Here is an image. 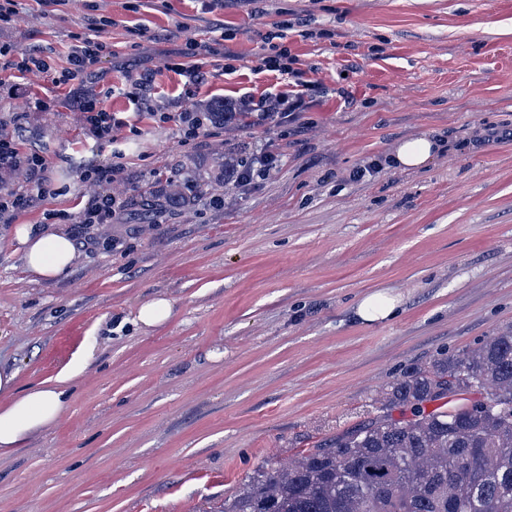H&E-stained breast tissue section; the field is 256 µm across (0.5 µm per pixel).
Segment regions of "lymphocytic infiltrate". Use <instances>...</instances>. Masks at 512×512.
<instances>
[{
    "label": "lymphocytic infiltrate",
    "instance_id": "lymphocytic-infiltrate-1",
    "mask_svg": "<svg viewBox=\"0 0 512 512\" xmlns=\"http://www.w3.org/2000/svg\"><path fill=\"white\" fill-rule=\"evenodd\" d=\"M117 26V21L108 15L91 19L87 33L75 36L69 47L68 63L63 67L56 66L43 51H21L10 43L0 42V71L12 74L11 85L0 90V106L26 94V76L39 75L53 87L68 88L73 121L96 143L110 148L112 154L111 162L91 165L81 171V183L93 191L83 209L74 214L64 209L46 210L45 223L79 224L86 228L111 223L116 213L125 207L120 190L126 171L122 145L129 136L138 134L140 122L148 118L158 125L175 123L178 146L193 145L207 133L212 120L211 113L192 104L195 93L211 75L212 61H222L228 75L241 67V55L226 48L221 41L186 42L182 62L172 64L171 69L183 77L181 95L190 100L191 107L181 112H160L147 105L156 78L153 70L132 66L123 87L103 86V75L97 65L102 58L111 55L112 31ZM290 28V23L276 21L263 36V46L253 69L259 73H277L282 84L261 97L245 95L240 98L237 113L250 125L259 127L274 121L295 123L299 114L308 110L312 98L325 90L321 81L311 78V66L304 64L286 46ZM117 94L133 101V114L124 116L105 107V98ZM28 119V113L0 109V224L12 223L18 212L60 194L48 180L46 155L23 146L21 131ZM278 169L279 159L274 153L259 152L251 161L237 164L235 178L222 185L219 193L203 197L202 202L207 206H222L225 196L243 191L254 181L273 177Z\"/></svg>",
    "mask_w": 512,
    "mask_h": 512
}]
</instances>
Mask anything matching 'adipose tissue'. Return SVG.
Listing matches in <instances>:
<instances>
[{"label":"adipose tissue","instance_id":"adipose-tissue-1","mask_svg":"<svg viewBox=\"0 0 512 512\" xmlns=\"http://www.w3.org/2000/svg\"><path fill=\"white\" fill-rule=\"evenodd\" d=\"M28 269L34 274L56 279L66 274L75 258L73 241L63 234H48L32 224L16 232ZM82 358H73L59 373L56 384L43 383L18 389L16 375L0 372V395L8 398L0 407V455L21 448L35 432L54 425L64 411L68 393L65 382L83 369Z\"/></svg>","mask_w":512,"mask_h":512}]
</instances>
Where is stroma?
<instances>
[{"label":"stroma","mask_w":512,"mask_h":512,"mask_svg":"<svg viewBox=\"0 0 512 512\" xmlns=\"http://www.w3.org/2000/svg\"><path fill=\"white\" fill-rule=\"evenodd\" d=\"M100 0H25L0 31L18 49L48 48L64 65L73 33ZM265 16L224 13L228 48L255 58L270 23L308 16L329 39L291 31L294 54L316 65L329 96L302 131L244 127L176 145L173 124L142 123L127 148L130 202L99 239L78 247L66 275L30 273L20 224L52 208L80 210L82 165L106 163L70 118L67 91L28 78L55 98L47 121L26 126L44 148L61 195L0 226V370L19 386L55 377L77 354L59 421L0 456V512H223L265 462L285 463L372 416L412 367L483 343L512 327V0H266ZM115 35L100 64L110 84L128 63L160 73L152 97L178 108L168 70L186 40L209 41L200 0H146L113 9ZM184 25L178 37L168 30ZM275 75L216 73L201 102L261 95ZM346 91L351 104L339 100ZM427 135L447 145L423 167L385 166L349 181L370 158ZM267 144L279 173L223 208L170 210L142 223L134 207L156 178L194 180L215 152ZM400 296L397 316L368 325L367 294ZM168 300L147 326L141 306ZM172 307L167 300L158 299L141 306L137 313L139 322L145 325L159 324L171 315Z\"/></svg>","instance_id":"35a3bbf8"}]
</instances>
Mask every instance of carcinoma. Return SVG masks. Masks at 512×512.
<instances>
[{"label": "carcinoma", "mask_w": 512, "mask_h": 512, "mask_svg": "<svg viewBox=\"0 0 512 512\" xmlns=\"http://www.w3.org/2000/svg\"><path fill=\"white\" fill-rule=\"evenodd\" d=\"M171 193L156 186L145 218ZM379 409L329 448L263 466L224 512H512V329L413 368Z\"/></svg>", "instance_id": "cac0c4a2"}]
</instances>
